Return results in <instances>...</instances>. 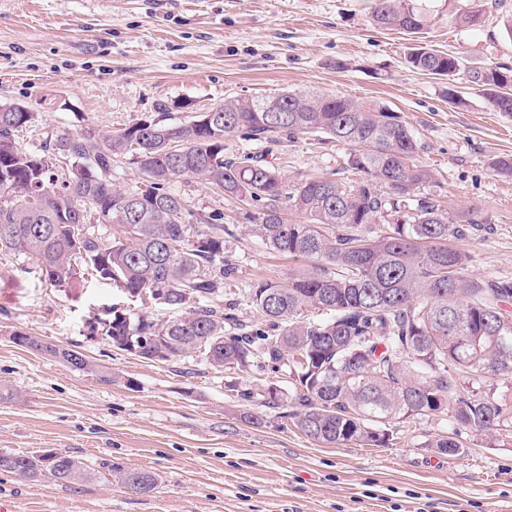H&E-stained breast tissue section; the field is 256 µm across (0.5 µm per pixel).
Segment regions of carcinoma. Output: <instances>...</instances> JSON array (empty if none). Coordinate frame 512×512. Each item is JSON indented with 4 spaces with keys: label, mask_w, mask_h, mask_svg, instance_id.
Instances as JSON below:
<instances>
[{
    "label": "carcinoma",
    "mask_w": 512,
    "mask_h": 512,
    "mask_svg": "<svg viewBox=\"0 0 512 512\" xmlns=\"http://www.w3.org/2000/svg\"><path fill=\"white\" fill-rule=\"evenodd\" d=\"M370 22L416 34L427 17L410 0H372ZM407 62L440 78L464 67L462 57L420 45ZM468 77L495 110L512 114V67H474ZM270 101L278 111H261ZM33 119L0 112V252L35 259L59 288L90 275L182 311L161 320L112 308L102 326L112 346L146 360L196 356L215 368L255 362L284 372L288 392L272 382L241 398L261 396L324 445L384 447L387 426L438 414L451 433L426 447L440 454L463 453L464 432L490 445L512 441V401L497 394L498 383H512V279L472 274V256L448 246L487 219L421 192L434 186V172L401 116L378 103L283 92L226 99L176 126L141 119L34 149L19 136ZM232 140L334 142L345 152L335 170L291 180L267 150L224 155ZM121 163L138 172L131 190L114 182ZM346 172L354 178L339 177ZM189 179L249 202L241 216L248 234L308 266L286 283L260 279L243 299L224 298V282L239 272L224 256L231 230L224 212L188 208L174 184ZM197 298L216 303L192 305ZM243 300L264 324L241 318ZM12 341L94 370L79 352L26 332ZM0 471L62 485L89 475L81 459L54 450L1 452ZM116 478L125 486L138 479L141 494L158 486L148 471L118 469Z\"/></svg>",
    "instance_id": "carcinoma-1"
}]
</instances>
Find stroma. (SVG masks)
<instances>
[{"label":"stroma","mask_w":512,"mask_h":512,"mask_svg":"<svg viewBox=\"0 0 512 512\" xmlns=\"http://www.w3.org/2000/svg\"><path fill=\"white\" fill-rule=\"evenodd\" d=\"M426 14L420 39L468 65L512 66L503 21L512 0H413ZM371 0H0V105L34 114L22 139L41 145L65 133L117 131L142 120L176 125L224 99L285 91L377 101L398 113L424 145L445 205L482 209L488 228L455 241L479 277H512V178L493 159L512 155V115L496 111L463 75L423 74L406 62L407 34L374 28ZM481 11L476 25L459 15ZM463 104L448 98L449 89ZM339 146L299 143L273 152L287 177L335 168ZM196 211L239 204L197 182H178ZM224 251L239 267L224 286L241 297L259 279L287 281L298 261L237 232ZM115 304L170 317L153 301L127 302L87 278L58 288L36 262L0 252V452L63 451L91 477L61 485L0 473L8 512H512V447L468 437L457 457L431 440L446 415L403 419L386 447H329L292 419L240 393L289 378L254 366L216 370L193 357L145 360L91 337L89 322ZM24 331L76 350L82 371L15 345ZM111 381H102L101 372ZM157 475L135 494L109 466Z\"/></svg>","instance_id":"35a3bbf8"}]
</instances>
